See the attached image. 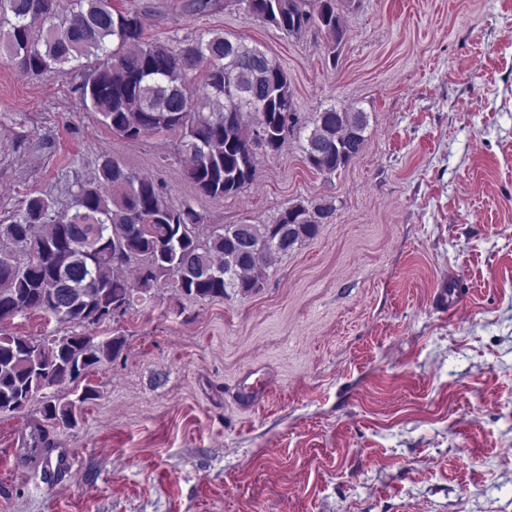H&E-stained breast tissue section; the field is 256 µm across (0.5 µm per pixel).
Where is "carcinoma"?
Returning <instances> with one entry per match:
<instances>
[{
    "instance_id": "1",
    "label": "carcinoma",
    "mask_w": 512,
    "mask_h": 512,
    "mask_svg": "<svg viewBox=\"0 0 512 512\" xmlns=\"http://www.w3.org/2000/svg\"><path fill=\"white\" fill-rule=\"evenodd\" d=\"M67 2L68 9L61 7ZM289 36L324 34L336 59L348 40L344 11L356 0H225ZM0 48L38 76L91 55L98 61L79 87L82 105L129 140L178 136L191 157L185 177L211 198H229L258 175V156L305 139L306 163L332 176L363 149L362 111L333 107L301 123L288 75L256 45L222 32L173 47L148 41L135 13L112 0H0ZM332 203L297 204L268 224H218L200 231L190 206L175 207L153 177L127 171L109 155L77 183L60 209L49 191L21 202L0 224V414L26 408L52 388L72 386L44 403L27 454L51 465L48 435L77 426L97 390L76 382L122 357V336L85 332L22 336L2 328L23 313L80 326L127 313L161 282L188 297L213 300L263 287L267 257L316 237Z\"/></svg>"
}]
</instances>
